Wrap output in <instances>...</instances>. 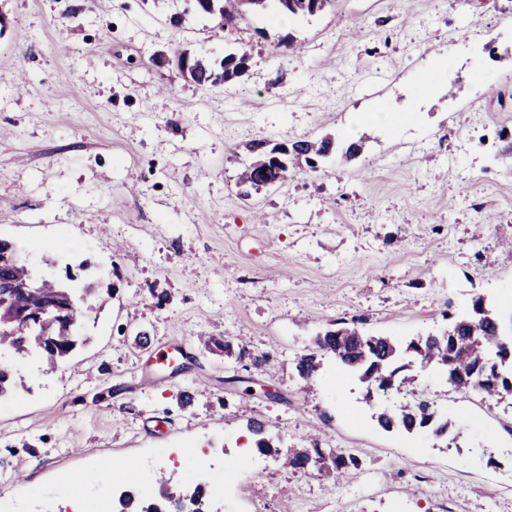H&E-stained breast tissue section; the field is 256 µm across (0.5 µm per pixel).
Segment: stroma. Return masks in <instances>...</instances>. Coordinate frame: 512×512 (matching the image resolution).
Returning <instances> with one entry per match:
<instances>
[{
  "label": "stroma",
  "mask_w": 512,
  "mask_h": 512,
  "mask_svg": "<svg viewBox=\"0 0 512 512\" xmlns=\"http://www.w3.org/2000/svg\"><path fill=\"white\" fill-rule=\"evenodd\" d=\"M169 16L166 0H0V238L36 271L85 261L80 282L115 288L66 362L14 361L0 500L72 512L80 473L97 512H119L109 474L123 465L202 486L212 512H512V396L418 369V392L463 425L448 445L380 428L332 358L314 389L295 371L340 318L438 335L446 312L486 296L512 325V0H336L221 32L202 13ZM289 37L299 53L279 48ZM241 48L248 70L225 86L175 63ZM373 111L397 121L365 125L356 159L239 196L252 143L350 139ZM243 373L279 399L230 394L225 378ZM251 417L277 453L256 448ZM311 437L361 468H283ZM245 454L258 471L225 480Z\"/></svg>",
  "instance_id": "1"
}]
</instances>
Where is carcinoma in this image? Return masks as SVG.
Returning a JSON list of instances; mask_svg holds the SVG:
<instances>
[{
  "mask_svg": "<svg viewBox=\"0 0 512 512\" xmlns=\"http://www.w3.org/2000/svg\"><path fill=\"white\" fill-rule=\"evenodd\" d=\"M197 11L214 16L217 25L224 29L243 17V7L257 13L270 12L288 18L314 16L333 6L335 0H193ZM249 55L245 50L229 52L221 60L204 56L189 57L190 66L181 70L199 86L228 84L244 74ZM369 136L356 141L336 142L326 135L320 139H302L288 144V152L281 156L287 162L282 173L270 166L267 150L262 143L250 145L256 159L239 173L237 184L255 192L273 186L299 174L302 167L312 171L317 167L310 160H322L336 153L343 160L358 157ZM0 278L15 282L16 287L0 295V356L14 359L27 356L37 350L54 366L65 360L78 344V321L97 309L98 293L83 297L76 288L61 287L52 280H37L22 257L14 265L0 271ZM40 297L56 298L66 307H73L75 323L69 325L60 319H52L34 325L26 334L16 330L14 315L31 308ZM338 331L319 333L313 347L295 360V371L307 385L317 379L321 360L331 356L347 371L357 375L365 384L366 396L388 397L408 390L415 393L412 385L415 376L410 374L413 365L426 363L440 369L448 383L457 389L473 388L483 397L512 395V336L502 329L497 310L477 297L471 311L462 315H448V338L440 341L426 336L400 340L394 336L364 333L357 328L358 320H338ZM376 421L385 431H404L408 434L427 430L441 439L455 424L440 417L435 405L425 400L410 401L398 407H382ZM328 460L336 475L357 470L362 465L359 456L351 453L324 454L320 449L293 448L282 459V465L292 470L305 469L319 460ZM170 479L161 476L155 481L160 488V498L144 505L126 494L120 504L122 512L130 508L138 512H206V495L197 488L189 497L173 490Z\"/></svg>",
  "mask_w": 512,
  "mask_h": 512,
  "instance_id": "1",
  "label": "carcinoma"
}]
</instances>
